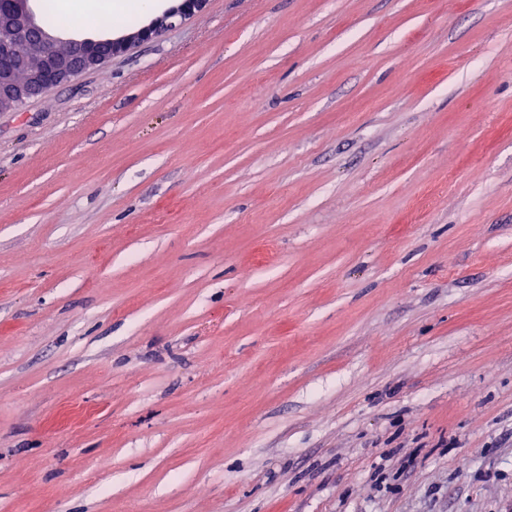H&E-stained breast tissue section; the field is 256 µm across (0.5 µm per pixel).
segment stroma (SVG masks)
Masks as SVG:
<instances>
[{
  "mask_svg": "<svg viewBox=\"0 0 512 512\" xmlns=\"http://www.w3.org/2000/svg\"><path fill=\"white\" fill-rule=\"evenodd\" d=\"M0 512H512V0H209L0 112Z\"/></svg>",
  "mask_w": 512,
  "mask_h": 512,
  "instance_id": "1",
  "label": "stroma"
}]
</instances>
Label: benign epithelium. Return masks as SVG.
I'll return each instance as SVG.
<instances>
[{
	"mask_svg": "<svg viewBox=\"0 0 512 512\" xmlns=\"http://www.w3.org/2000/svg\"><path fill=\"white\" fill-rule=\"evenodd\" d=\"M32 0H0V112L17 110L29 99L69 83L150 41L159 20L120 37L71 39L65 45L39 21ZM208 0H178L162 21L203 11Z\"/></svg>",
	"mask_w": 512,
	"mask_h": 512,
	"instance_id": "obj_1",
	"label": "benign epithelium"
}]
</instances>
